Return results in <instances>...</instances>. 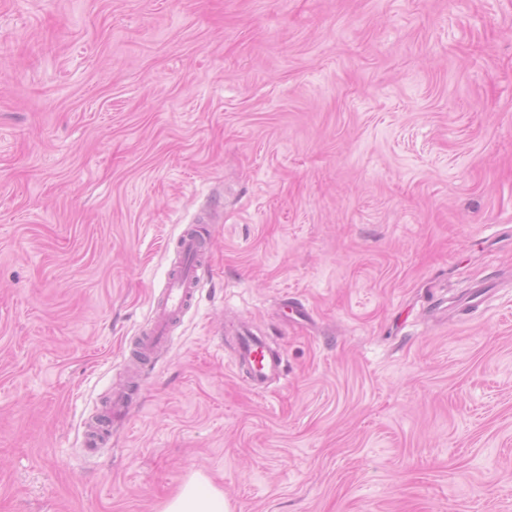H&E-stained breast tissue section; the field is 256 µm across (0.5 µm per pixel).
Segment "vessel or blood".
<instances>
[{
  "label": "vessel or blood",
  "instance_id": "vessel-or-blood-1",
  "mask_svg": "<svg viewBox=\"0 0 512 512\" xmlns=\"http://www.w3.org/2000/svg\"><path fill=\"white\" fill-rule=\"evenodd\" d=\"M179 252L181 260L168 271L165 293L156 301L151 319L132 353L138 364H147L168 342L173 325L190 308L198 290L202 271L199 259L203 253L198 230L183 232L179 239ZM236 356L248 384L255 391H264L273 379L283 373L282 353L272 346L267 337L257 335L249 328H241L237 333ZM129 402L128 392L119 390L113 393L110 404L97 412L86 431V443L90 448H99L106 441L112 430L114 412Z\"/></svg>",
  "mask_w": 512,
  "mask_h": 512
}]
</instances>
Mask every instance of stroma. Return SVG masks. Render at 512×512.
Masks as SVG:
<instances>
[{
	"label": "stroma",
	"instance_id": "1",
	"mask_svg": "<svg viewBox=\"0 0 512 512\" xmlns=\"http://www.w3.org/2000/svg\"><path fill=\"white\" fill-rule=\"evenodd\" d=\"M195 473L231 512H512V0H0V512ZM199 234L200 230L189 229L179 239L181 261L168 271L165 293L156 301L151 319L140 333V340L131 354L142 367L169 341L171 328L193 303L203 269L200 257L204 249ZM189 258L193 260L187 261ZM236 336V356L246 380L255 391L262 392L283 374V355L266 336L253 333L248 327H242ZM129 402L127 391L113 393L110 404L97 412L86 431V443L90 448L98 450L106 441L112 430L113 413L126 407Z\"/></svg>",
	"mask_w": 512,
	"mask_h": 512
}]
</instances>
